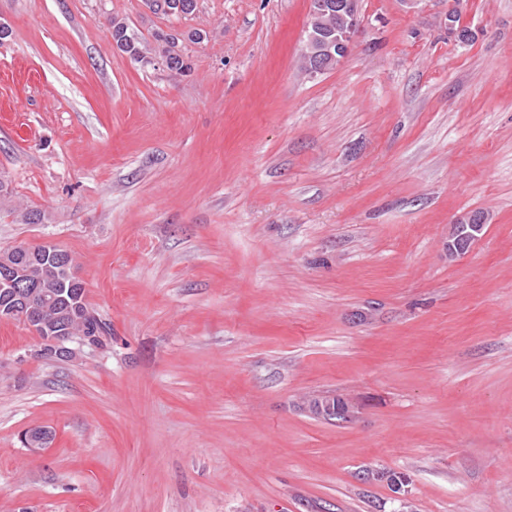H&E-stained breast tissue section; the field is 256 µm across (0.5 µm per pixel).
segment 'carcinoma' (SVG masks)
I'll list each match as a JSON object with an SVG mask.
<instances>
[{"instance_id":"obj_1","label":"carcinoma","mask_w":512,"mask_h":512,"mask_svg":"<svg viewBox=\"0 0 512 512\" xmlns=\"http://www.w3.org/2000/svg\"><path fill=\"white\" fill-rule=\"evenodd\" d=\"M144 5L154 14L179 17L192 14L197 8V0H144ZM337 24L336 12L332 10L309 13L307 28L314 38L304 45L300 56L301 70H308L317 60L324 41L336 39ZM111 29L116 45L132 59L143 61L147 55L154 54L164 60L170 71L187 69L184 55L178 48L179 35L158 34L155 36L156 46L150 48L120 19L112 18ZM9 272L16 275L20 287L0 288V306L23 301L46 329L61 326L74 336L83 331L94 337L96 344L102 343L109 327L90 308L83 283L66 281L52 260H33L15 248L0 251V276Z\"/></svg>"}]
</instances>
